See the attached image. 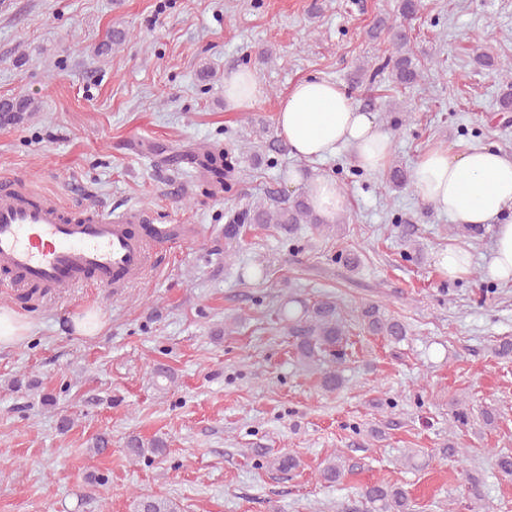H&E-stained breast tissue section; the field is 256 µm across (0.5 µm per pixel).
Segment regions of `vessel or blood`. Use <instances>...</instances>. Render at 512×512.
Here are the masks:
<instances>
[{
  "label": "vessel or blood",
  "instance_id": "1",
  "mask_svg": "<svg viewBox=\"0 0 512 512\" xmlns=\"http://www.w3.org/2000/svg\"><path fill=\"white\" fill-rule=\"evenodd\" d=\"M143 217L140 211L115 215L98 207L69 210L54 197L1 177L0 268L20 287H121L151 263L154 246L180 236L176 224H154L147 238L136 236L130 224Z\"/></svg>",
  "mask_w": 512,
  "mask_h": 512
}]
</instances>
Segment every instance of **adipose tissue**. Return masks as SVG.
Instances as JSON below:
<instances>
[{"label":"adipose tissue","mask_w":512,"mask_h":512,"mask_svg":"<svg viewBox=\"0 0 512 512\" xmlns=\"http://www.w3.org/2000/svg\"><path fill=\"white\" fill-rule=\"evenodd\" d=\"M276 123L298 158H327L345 148L367 171L382 172L389 163V135L338 84L318 78L298 82L280 101ZM412 184L423 202L446 213L452 222L493 226L491 273L512 280V222L499 221L503 212L512 209V156L481 144L456 153L435 145L415 162ZM307 192L326 221H335L346 207V198L332 178L318 177Z\"/></svg>","instance_id":"adipose-tissue-1"}]
</instances>
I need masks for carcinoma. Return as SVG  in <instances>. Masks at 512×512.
Masks as SVG:
<instances>
[{"mask_svg": "<svg viewBox=\"0 0 512 512\" xmlns=\"http://www.w3.org/2000/svg\"><path fill=\"white\" fill-rule=\"evenodd\" d=\"M377 29L386 31L395 50L392 70L396 82L404 86L415 83L421 77L422 69L414 58L407 29L401 24L387 25L383 21L378 23ZM475 60L482 66L497 67L500 75L507 80V89L500 99V111H511L512 61L506 60L497 65L482 52L475 56ZM32 104L33 100L25 96L0 100V125L21 122L31 111ZM196 162L211 187L221 190L229 187L236 170L231 152L206 146L197 154ZM388 179L395 189L412 185L411 172L397 165L390 166ZM251 224L272 228L290 240L294 239L302 224L311 225L320 235H328L339 228L337 224L324 222L312 208L306 194L291 198L270 191L265 201L250 205L225 225L224 256L232 254L246 227ZM277 319L287 335L294 339L298 362L318 375L320 389L328 394L340 391L346 383L342 370L328 364V357L342 361L336 349L347 343L354 327L394 342L405 340L409 333L405 322L387 314L377 304H364L347 316L332 297L303 301L290 294L280 304ZM127 450L129 457L137 461L149 454L156 456L163 453L164 444L159 439L146 442L139 436H133L127 441ZM261 456L268 457L269 469L278 473L288 474L301 466L300 458L288 452L270 456L263 452ZM352 470L353 466L347 460L334 453L322 462L318 475L322 482L334 484ZM362 498L369 505L367 512H413L408 492L384 482L365 486ZM133 505L134 512H177L175 504L162 496L141 495L133 501Z\"/></svg>", "mask_w": 512, "mask_h": 512, "instance_id": "obj_1", "label": "carcinoma"}]
</instances>
